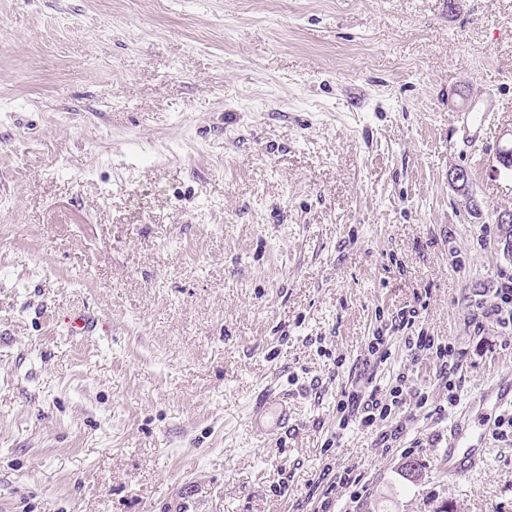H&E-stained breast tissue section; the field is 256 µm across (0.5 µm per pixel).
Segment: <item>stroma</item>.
I'll list each match as a JSON object with an SVG mask.
<instances>
[{
	"mask_svg": "<svg viewBox=\"0 0 512 512\" xmlns=\"http://www.w3.org/2000/svg\"><path fill=\"white\" fill-rule=\"evenodd\" d=\"M510 140L512 0H0V512H311L353 464L337 512H512V444L453 481L452 412L384 454L336 415L408 305L460 403L512 372L464 327ZM273 405H276V400L271 391H266L263 400L255 404L251 414V425L255 434L269 435L274 431L273 427L283 428L288 425V408L282 404H280L275 423L270 425L266 422L267 412ZM332 471V468H327L322 476L320 474L318 477V481H320H317L314 487L309 489L306 494L308 500L316 498L317 512H330L333 502L335 501V495L336 501H338L339 494L343 489L350 491L349 497L355 500L354 502H357L362 497L361 492H365L364 484H361L362 474L358 471V466L353 465L337 468L336 473L334 472L332 476L329 477ZM325 480L327 481L325 485L322 486L321 492L318 495L315 494Z\"/></svg>",
	"mask_w": 512,
	"mask_h": 512,
	"instance_id": "35a3bbf8",
	"label": "stroma"
}]
</instances>
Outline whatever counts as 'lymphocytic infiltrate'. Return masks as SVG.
<instances>
[{"label": "lymphocytic infiltrate", "instance_id": "f902f5d3", "mask_svg": "<svg viewBox=\"0 0 512 512\" xmlns=\"http://www.w3.org/2000/svg\"><path fill=\"white\" fill-rule=\"evenodd\" d=\"M492 298L478 305L469 325L475 336H482L487 325L507 330L512 328V272L503 270L497 275L491 290ZM415 308L400 309L387 332L378 333L370 341L354 383L342 391L336 411L340 428L357 424L373 435L378 450L400 447L406 431L417 412L430 405V394L414 381L415 364L425 362L436 374L443 403L434 405L436 412L456 405L460 385L456 374L462 366L464 351L456 343L429 335L416 328ZM403 343L411 359L388 383H380L378 370L392 355L394 343ZM349 491L352 500H359L364 486L357 466L338 468L317 495V512H331L336 495Z\"/></svg>", "mask_w": 512, "mask_h": 512}]
</instances>
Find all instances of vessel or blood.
<instances>
[{
    "label": "vessel or blood",
    "instance_id": "obj_1",
    "mask_svg": "<svg viewBox=\"0 0 512 512\" xmlns=\"http://www.w3.org/2000/svg\"><path fill=\"white\" fill-rule=\"evenodd\" d=\"M512 407V376L503 375L480 390L469 407L454 417L448 428V447L444 452L449 478L458 480L480 469L488 448L486 432L490 419L487 410ZM288 423L287 407L277 406L273 394H266L252 410L251 425L254 433L268 435L274 428Z\"/></svg>",
    "mask_w": 512,
    "mask_h": 512
}]
</instances>
